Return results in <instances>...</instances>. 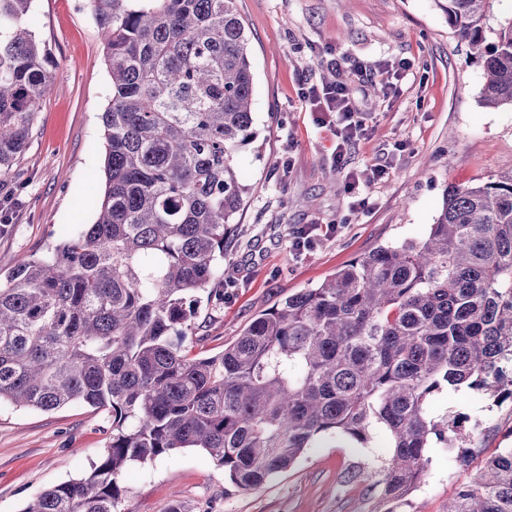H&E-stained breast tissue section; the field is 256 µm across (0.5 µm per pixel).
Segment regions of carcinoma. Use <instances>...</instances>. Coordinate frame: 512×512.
I'll return each instance as SVG.
<instances>
[{"label": "carcinoma", "instance_id": "cac0c4a2", "mask_svg": "<svg viewBox=\"0 0 512 512\" xmlns=\"http://www.w3.org/2000/svg\"><path fill=\"white\" fill-rule=\"evenodd\" d=\"M33 0H0V177L50 78ZM483 68L482 104L512 107V17L498 0H435ZM110 77L93 223L0 280V402L112 413L81 478L23 512H118V476L202 448L237 488L287 470L328 435L384 434V502L421 483L432 444L467 446V417L434 416L463 388L512 400V172L445 189L416 239L379 245L259 314L216 355L183 350L200 292L224 300L225 241L257 140L249 39L235 0H89ZM448 512H512V448L487 457Z\"/></svg>", "mask_w": 512, "mask_h": 512}]
</instances>
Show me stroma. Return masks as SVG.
I'll use <instances>...</instances> for the list:
<instances>
[{
	"mask_svg": "<svg viewBox=\"0 0 512 512\" xmlns=\"http://www.w3.org/2000/svg\"><path fill=\"white\" fill-rule=\"evenodd\" d=\"M254 73L256 150L236 157L251 192L238 234L224 250V301H201L185 344L202 357L221 352L262 311L324 281L355 257L388 242L420 237L446 187L512 172V109L480 101V65L435 0H236ZM35 34L52 62L25 152L0 180L9 222L0 231V276L44 253L61 234L92 223L84 205L105 190L103 127L109 75L87 0H33ZM410 67L391 95H374L379 61ZM366 112V135L347 169L333 161L336 136L319 127L304 99L337 63ZM370 208H355L347 172L368 177ZM300 224H335L303 255L288 249ZM466 414L482 456L512 448V403L463 389L441 394L436 416ZM112 416L75 403L44 412L0 404V512H23L43 490L78 478L100 457ZM390 456L385 436L360 445L320 440L288 470L241 491L201 448L171 451L120 474L119 512H385L373 475ZM420 486L396 512H448L476 465L452 468L431 449Z\"/></svg>",
	"mask_w": 512,
	"mask_h": 512,
	"instance_id": "stroma-1",
	"label": "stroma"
}]
</instances>
